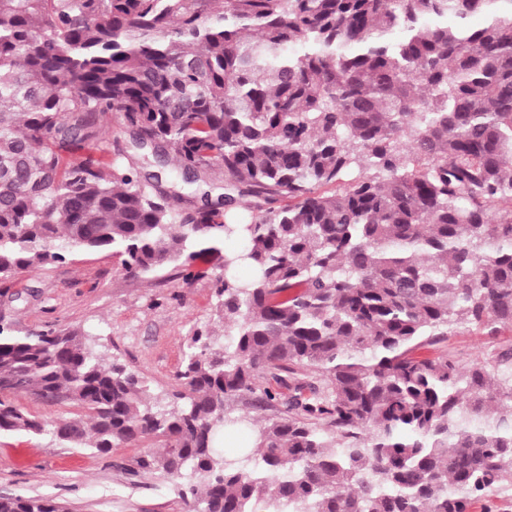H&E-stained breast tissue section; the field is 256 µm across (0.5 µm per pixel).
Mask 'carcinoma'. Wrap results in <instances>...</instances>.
I'll use <instances>...</instances> for the list:
<instances>
[{
    "instance_id": "carcinoma-1",
    "label": "carcinoma",
    "mask_w": 512,
    "mask_h": 512,
    "mask_svg": "<svg viewBox=\"0 0 512 512\" xmlns=\"http://www.w3.org/2000/svg\"><path fill=\"white\" fill-rule=\"evenodd\" d=\"M88 141L224 193L199 205ZM230 236V338L190 336L165 407L79 330L0 319V436L45 430L25 393L90 412L54 428L66 444L160 438L132 473L180 484L185 512H470L512 485V352L417 354L457 324L512 328V0H0V281L103 249L132 278L186 269ZM308 371L320 401L226 411ZM227 426L254 451L221 452Z\"/></svg>"
}]
</instances>
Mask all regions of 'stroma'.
Segmentation results:
<instances>
[{
    "mask_svg": "<svg viewBox=\"0 0 512 512\" xmlns=\"http://www.w3.org/2000/svg\"><path fill=\"white\" fill-rule=\"evenodd\" d=\"M241 247L240 240L225 239L221 252L195 262L196 276L189 280L173 268L129 278L111 252H80L66 263L0 283V316L20 334L48 326L81 330L105 360L145 378L152 396L162 401L174 388L189 337L216 324L214 274L225 253ZM510 350L512 329L461 324L427 352L463 366H494ZM16 402L47 430L0 438V496H50L68 512H183L174 484L129 473L135 458L158 447V440L124 445L108 456L94 454L60 443L50 431L61 420L83 415V408L46 405L26 395Z\"/></svg>",
    "mask_w": 512,
    "mask_h": 512,
    "instance_id": "stroma-1",
    "label": "stroma"
}]
</instances>
